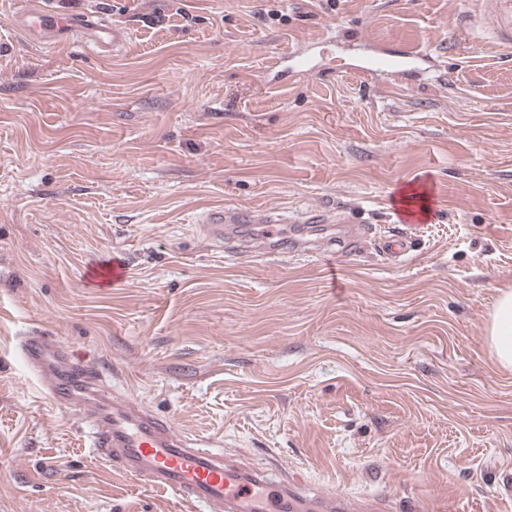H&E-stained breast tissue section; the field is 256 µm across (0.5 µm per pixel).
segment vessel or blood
Listing matches in <instances>:
<instances>
[{
  "label": "vessel or blood",
  "instance_id": "obj_1",
  "mask_svg": "<svg viewBox=\"0 0 512 512\" xmlns=\"http://www.w3.org/2000/svg\"><path fill=\"white\" fill-rule=\"evenodd\" d=\"M491 27L505 49H512V0H490ZM8 27L30 43L48 48L80 36L99 54H116L127 36L105 13L74 14L28 0L9 17ZM427 49L398 46L380 51L353 67V74L372 82L392 75L409 83L427 59ZM310 56L295 49L275 56L265 74L278 79L288 72L311 74ZM208 236L229 239L236 224H249L251 252L267 253L288 219L280 212L256 208L210 209L202 218ZM17 349L25 364L45 384L49 399L75 412L87 429L93 456L109 468L150 488L169 491L194 512H383L379 503L356 504L339 495L302 490L274 469L225 459L223 451L196 447L178 433L170 418L138 402L116 396L105 387L99 366L69 349L60 337L37 330L21 337Z\"/></svg>",
  "mask_w": 512,
  "mask_h": 512
}]
</instances>
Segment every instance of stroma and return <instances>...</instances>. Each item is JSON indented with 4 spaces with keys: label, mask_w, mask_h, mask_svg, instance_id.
<instances>
[{
    "label": "stroma",
    "mask_w": 512,
    "mask_h": 512,
    "mask_svg": "<svg viewBox=\"0 0 512 512\" xmlns=\"http://www.w3.org/2000/svg\"><path fill=\"white\" fill-rule=\"evenodd\" d=\"M21 2L0 0V512H187L93 457L16 356L39 328L229 459L387 512H512V371L486 334L512 290V65L482 0H53L124 25L112 57L26 41ZM397 44L452 83L351 75ZM295 48L321 73L267 84ZM412 185L427 217L396 223ZM218 206L368 231L331 275L219 247L198 227ZM116 260L125 281L93 285Z\"/></svg>",
    "instance_id": "1"
}]
</instances>
